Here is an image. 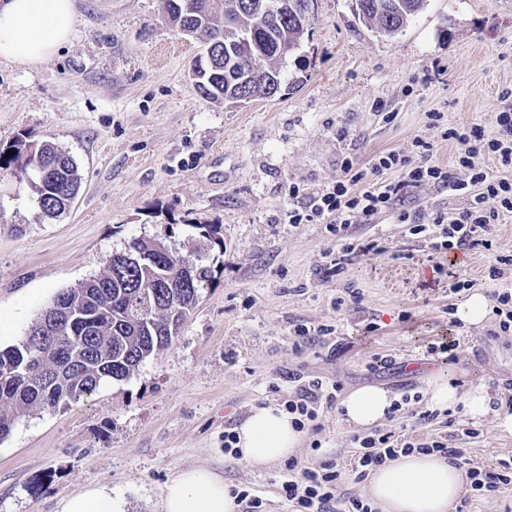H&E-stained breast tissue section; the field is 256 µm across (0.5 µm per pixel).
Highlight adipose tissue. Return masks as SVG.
<instances>
[{
  "instance_id": "adipose-tissue-1",
  "label": "adipose tissue",
  "mask_w": 512,
  "mask_h": 512,
  "mask_svg": "<svg viewBox=\"0 0 512 512\" xmlns=\"http://www.w3.org/2000/svg\"><path fill=\"white\" fill-rule=\"evenodd\" d=\"M77 20L76 0H0V58L32 65L50 58L68 42ZM432 406L463 405L474 417L489 410L485 387L458 392L447 378L429 390ZM392 397L367 385L351 391L340 406L343 420L366 428L383 419ZM239 462L262 467L287 460L300 443L288 414L270 407L254 409L235 429ZM465 475L448 458L412 453L372 471L368 493L378 512H449L464 493ZM162 512H236L235 499L222 476L204 467L180 471L165 486Z\"/></svg>"
}]
</instances>
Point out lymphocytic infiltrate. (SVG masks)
Instances as JSON below:
<instances>
[{
  "instance_id": "lymphocytic-infiltrate-1",
  "label": "lymphocytic infiltrate",
  "mask_w": 512,
  "mask_h": 512,
  "mask_svg": "<svg viewBox=\"0 0 512 512\" xmlns=\"http://www.w3.org/2000/svg\"><path fill=\"white\" fill-rule=\"evenodd\" d=\"M494 134H486L478 125L449 128L445 138L459 146L456 163L468 173L467 179L452 176L444 167L431 161L432 147L416 142L414 155L396 151L372 157L368 167L356 168L351 158H344L336 183L321 193L301 195L299 188H290L288 221L292 224H323L340 241L333 267H341L355 254L376 250V242L348 243L349 228L354 224H371L385 212H394L398 223L407 225L409 235L429 242L432 249L443 253L466 252L489 233L493 224L512 213V109L497 113ZM495 161L497 173H489L481 158ZM387 171L397 172L394 181L384 180ZM429 185L440 192L466 196V204L455 216L437 213L423 215L405 207L410 191ZM358 450L350 466L357 478L386 462L413 452L437 453L465 470L476 496H492L512 487V461H501L493 469L473 466L465 449L448 447L440 440L407 437L395 439L391 434L374 431L354 438ZM341 472L337 462L324 460L310 467L290 462L280 482L281 496L291 503L295 512H373L363 499L337 497Z\"/></svg>"
}]
</instances>
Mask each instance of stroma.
<instances>
[{
  "mask_svg": "<svg viewBox=\"0 0 512 512\" xmlns=\"http://www.w3.org/2000/svg\"><path fill=\"white\" fill-rule=\"evenodd\" d=\"M76 6L74 35L52 58L0 59V144L51 141L81 179L57 219L42 215L25 178L0 179V349L20 341L57 291L169 225L167 246L204 258L214 279L172 345L129 378L17 419L5 440L13 453L0 458V512H60L68 496L101 484L126 512H161L167 481L190 466L223 473L264 512H290L278 490L286 463L245 466L225 453L224 435L313 380L327 394L379 385L411 395L379 425L395 438L447 440L484 468L512 458V434L497 428L495 412L474 418L458 406L418 419L438 374L462 391L485 385L499 404L512 399V333L500 332L495 314L458 328L452 360L428 351L447 333L449 309L469 296L450 292L453 276L495 290L486 270L512 253V216L452 265L384 213L350 227V243L373 239L380 252L333 273L335 236L288 221L289 187H332L347 157L364 166L383 151L413 154L423 140L433 163L465 177L443 132L493 130L512 105L502 96L512 88V0H426L392 37L362 23L352 0H314L309 34L282 65L281 93L239 105L198 93L189 69L200 44L170 27L162 0ZM201 223L218 225L223 248L200 236ZM303 325L333 331L302 343ZM355 433L338 404L323 405L293 459L337 460L338 496L367 498L365 481L346 469Z\"/></svg>",
  "mask_w": 512,
  "mask_h": 512,
  "instance_id": "obj_1",
  "label": "stroma"
}]
</instances>
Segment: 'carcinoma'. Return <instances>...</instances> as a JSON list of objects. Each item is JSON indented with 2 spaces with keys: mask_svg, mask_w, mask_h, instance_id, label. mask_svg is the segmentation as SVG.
<instances>
[{
  "mask_svg": "<svg viewBox=\"0 0 512 512\" xmlns=\"http://www.w3.org/2000/svg\"><path fill=\"white\" fill-rule=\"evenodd\" d=\"M246 0H164L180 34L203 39L193 62L196 89L213 102L270 98L280 90L278 62L308 33V4L277 0L265 13ZM425 0H353L358 18L387 36L399 33ZM22 174L42 214H66L79 189L74 159L50 141L17 138L0 146V177ZM200 236L224 251L213 224H195ZM149 265L113 256L77 288L61 290L18 344L0 350V442L21 413L54 410L93 395L107 379L123 380L169 347L194 311L200 290L214 277L198 261L183 275V258L159 238L132 242Z\"/></svg>",
  "mask_w": 512,
  "mask_h": 512,
  "instance_id": "obj_1",
  "label": "carcinoma"
}]
</instances>
